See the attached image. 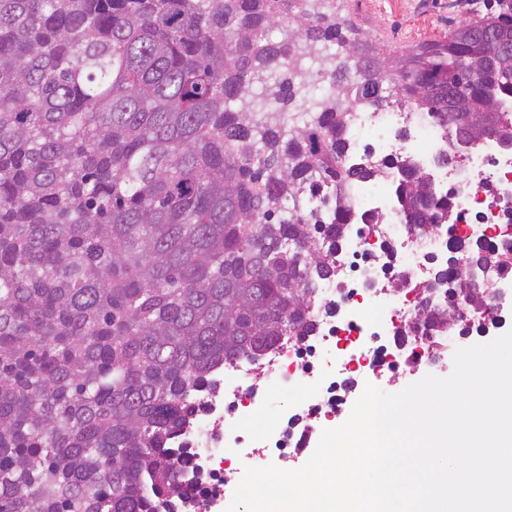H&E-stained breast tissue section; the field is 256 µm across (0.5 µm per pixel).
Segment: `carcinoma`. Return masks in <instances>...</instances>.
Listing matches in <instances>:
<instances>
[{"mask_svg": "<svg viewBox=\"0 0 512 512\" xmlns=\"http://www.w3.org/2000/svg\"><path fill=\"white\" fill-rule=\"evenodd\" d=\"M466 26L512 43V0ZM480 53L468 34L393 56L311 0H0V512H191L170 442L192 392L310 333L333 209L382 172L349 163V112L400 104L455 136L423 90L499 106L512 56L472 79ZM483 133L512 147L497 111ZM399 163L414 229L452 223ZM418 288L487 299L442 269ZM426 316L437 336L453 318Z\"/></svg>", "mask_w": 512, "mask_h": 512, "instance_id": "carcinoma-1", "label": "carcinoma"}]
</instances>
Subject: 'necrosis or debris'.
I'll list each match as a JSON object with an SVG mask.
<instances>
[{
    "label": "necrosis or debris",
    "instance_id": "necrosis-or-debris-1",
    "mask_svg": "<svg viewBox=\"0 0 512 512\" xmlns=\"http://www.w3.org/2000/svg\"><path fill=\"white\" fill-rule=\"evenodd\" d=\"M343 137L353 162L370 157L386 162L382 176L354 181L346 190V232L335 254L346 275L336 282H318L319 305L307 316L310 335L274 348L262 382L248 381L237 361L215 372V387L198 395L201 408L178 438L188 450L180 467L211 476L215 464L236 455L249 441L240 430L239 408L248 399L255 408L264 407L261 385L307 388L303 404L312 418L323 408L340 406L348 391L334 374L364 360L365 353L356 344L359 336L376 337L381 352H408L414 363L439 356L444 339L417 323L421 297L410 288L413 280L432 278L423 265L426 256L512 247V150L504 149L497 138L457 146L449 128L429 113L404 106L352 112ZM444 153L450 162L438 165L437 158ZM403 154L431 171L439 197L447 199L454 214L453 224L438 226L423 237L412 231L394 199L403 177L396 160ZM337 338L349 340L351 347L339 353L336 364L315 361L317 345Z\"/></svg>",
    "mask_w": 512,
    "mask_h": 512
}]
</instances>
